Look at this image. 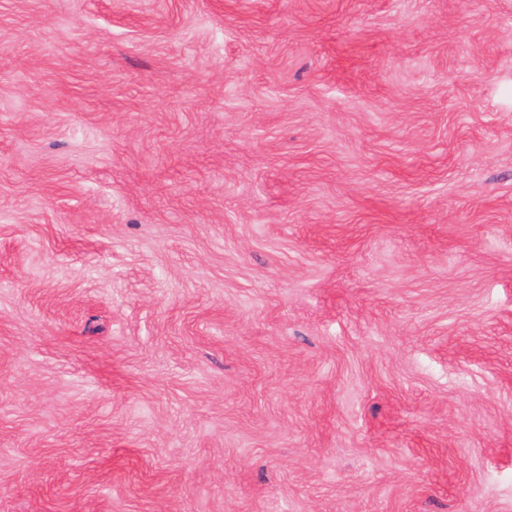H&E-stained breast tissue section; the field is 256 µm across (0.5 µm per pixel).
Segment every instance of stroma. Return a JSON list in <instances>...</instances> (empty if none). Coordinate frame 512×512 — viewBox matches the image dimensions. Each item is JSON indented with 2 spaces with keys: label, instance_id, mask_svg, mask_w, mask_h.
<instances>
[{
  "label": "stroma",
  "instance_id": "obj_1",
  "mask_svg": "<svg viewBox=\"0 0 512 512\" xmlns=\"http://www.w3.org/2000/svg\"><path fill=\"white\" fill-rule=\"evenodd\" d=\"M0 512H512V0H0Z\"/></svg>",
  "mask_w": 512,
  "mask_h": 512
}]
</instances>
